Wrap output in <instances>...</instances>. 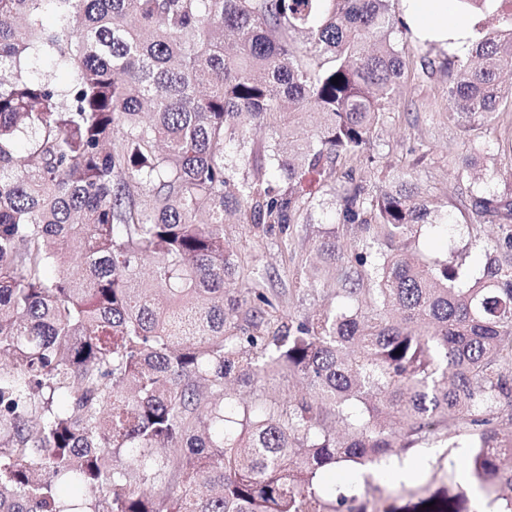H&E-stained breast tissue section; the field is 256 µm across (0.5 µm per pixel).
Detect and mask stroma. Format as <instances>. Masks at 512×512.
Instances as JSON below:
<instances>
[{"label":"stroma","instance_id":"1","mask_svg":"<svg viewBox=\"0 0 512 512\" xmlns=\"http://www.w3.org/2000/svg\"><path fill=\"white\" fill-rule=\"evenodd\" d=\"M399 46L409 56L410 64L395 104L376 129L365 153L340 164L339 174L314 195L300 222L284 234L266 235L249 224H229L224 228L245 272L296 318L319 309L334 286L324 274L314 281L309 278L308 264L315 243L328 232H335L349 258L359 238L352 225L338 221V190L343 183L341 174L347 170L373 191L391 186L403 175H412L424 195L437 201L442 212L454 218L453 223L440 224L423 233L415 243L416 250L428 259L460 261L475 276L483 266L482 244L493 237L495 228L473 223L469 209L459 205L451 163L471 150L488 167L512 168V157L497 149L498 144L512 139V108H506L492 124L467 131L457 127L448 119L453 105L448 99L447 72L437 69L422 74L415 38L400 37ZM468 453L462 436L413 449V456L424 459L417 485L433 489L453 486L474 495L476 485L464 476ZM350 481L369 497L398 505L408 501V484L380 479L378 469L360 473L346 465L337 468V485Z\"/></svg>","mask_w":512,"mask_h":512}]
</instances>
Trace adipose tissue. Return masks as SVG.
Returning <instances> with one entry per match:
<instances>
[{"instance_id": "ef3b65f1", "label": "adipose tissue", "mask_w": 512, "mask_h": 512, "mask_svg": "<svg viewBox=\"0 0 512 512\" xmlns=\"http://www.w3.org/2000/svg\"><path fill=\"white\" fill-rule=\"evenodd\" d=\"M403 18L420 39L439 43L467 37L471 22L456 0H401Z\"/></svg>"}]
</instances>
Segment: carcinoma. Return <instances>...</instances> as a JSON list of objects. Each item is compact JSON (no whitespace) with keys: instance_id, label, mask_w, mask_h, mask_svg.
<instances>
[{"instance_id":"cac0c4a2","label":"carcinoma","mask_w":512,"mask_h":512,"mask_svg":"<svg viewBox=\"0 0 512 512\" xmlns=\"http://www.w3.org/2000/svg\"><path fill=\"white\" fill-rule=\"evenodd\" d=\"M393 2L0 0V512H391L322 479L454 435L512 512V197L471 155L458 197L498 228L479 276L414 250L442 215L412 180L349 170L358 277L333 231L313 269L339 288L305 318L234 287L224 225L286 232L306 174L383 121L409 65ZM458 3L499 26L420 67L471 128L512 99V0ZM43 58L70 82L29 79Z\"/></svg>"}]
</instances>
